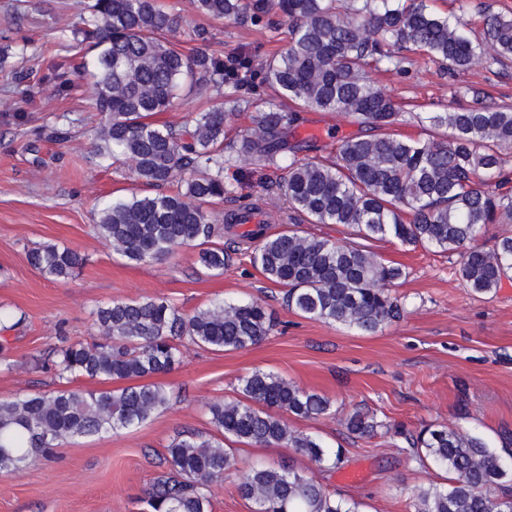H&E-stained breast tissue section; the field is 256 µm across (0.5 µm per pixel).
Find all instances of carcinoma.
Segmentation results:
<instances>
[{"label":"carcinoma","mask_w":512,"mask_h":512,"mask_svg":"<svg viewBox=\"0 0 512 512\" xmlns=\"http://www.w3.org/2000/svg\"><path fill=\"white\" fill-rule=\"evenodd\" d=\"M194 12L212 20L257 23L277 9L288 20V40L260 62L241 52L226 57L212 48L203 26H186L178 12L157 0H90L61 44L65 61L51 75L14 69L17 86L58 83L66 93L70 74H81L95 52L90 93L100 115L96 155L128 168L152 195L114 200L98 211L94 229L113 252L134 263L171 259L198 248V262L221 272L224 248L207 205L230 193L224 171L241 158L285 172L287 209L311 224H341L361 239L392 237L403 244L459 255V276L478 294L496 292L512 279V236L490 247L475 244L490 224H512V106L486 102L471 88L473 104L427 112V137L402 138L392 127L405 121L370 72L404 73L408 51L440 63L455 80L477 65L489 69L512 58V14L483 10L481 33L471 37L463 17L453 19L426 0H191ZM197 42L190 53L180 37ZM270 99L251 96L256 78ZM214 92L220 106L199 112L192 125L159 120L180 106L183 92ZM343 114L359 132L328 155L303 139L288 144L298 110ZM256 113L255 127L224 150V123L240 112ZM301 152L308 153L304 158ZM183 187L167 186L176 179ZM224 230L256 242L251 262L271 282L287 288L288 307L306 318L376 332L401 318L402 301L391 288L405 276L374 253L349 242L288 229L273 236L240 228L238 210L224 215ZM30 265L56 281H69L85 258L47 243L27 254ZM99 337L58 350L61 377L122 382L110 390L57 389L0 399V473L16 475L49 455L68 437L115 433L139 426L170 400L155 378L179 364L188 341L216 351L245 349L275 327L257 301L215 302L185 313L160 298L114 300L93 312ZM20 321L0 312V368L10 369L3 333ZM243 399L208 404L210 423L224 438L263 447L293 448L318 468L334 469L343 450L296 433L282 414L318 418L331 401L270 372L242 380ZM350 433L371 438L386 424L362 411L346 421ZM410 459L431 462L452 475L447 486L413 493L414 512H512V499L497 494L512 485V460L482 438L446 425H428L407 438ZM168 471L156 478L148 512H213L211 489L235 468L223 442L188 437L167 448ZM258 504L257 512H359L358 503L336 498L314 477L280 466L253 467L236 486Z\"/></svg>","instance_id":"cac0c4a2"}]
</instances>
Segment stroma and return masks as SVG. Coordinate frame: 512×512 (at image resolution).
<instances>
[{
	"instance_id": "obj_1",
	"label": "stroma",
	"mask_w": 512,
	"mask_h": 512,
	"mask_svg": "<svg viewBox=\"0 0 512 512\" xmlns=\"http://www.w3.org/2000/svg\"><path fill=\"white\" fill-rule=\"evenodd\" d=\"M11 3L0 0V44L11 46L16 67L29 59L46 71L59 60L58 39L77 21L85 0H29L20 17ZM206 26L228 56L245 49L261 58L284 46L283 36L232 21L210 20ZM461 81L488 92L493 102L512 105V59L474 69ZM375 82L405 112H439L456 101L430 61H417L406 74L376 76ZM85 86L81 79L69 95L50 83L28 92L0 78V309L23 319L9 334L12 367L0 370V399L59 388L101 389L98 381L59 378L44 361L62 338L96 336L93 310L117 299L161 298L186 312L218 300H256L277 326L261 343L241 350L185 344L180 364L160 378L168 409L131 429L63 442L20 474H0V512H143L147 490L167 470L169 445L190 434L213 436L207 404L239 399L242 379L256 370L331 400L329 414L291 415L287 423L325 447L343 448L341 467L317 476L338 497L357 502L360 512H413L417 486L447 484L448 472L407 457L406 435L424 425L444 424L512 452V280L496 293L475 294L456 273L457 255L388 238L365 241L366 250L406 273L393 288L405 306L403 317L365 334L288 309L284 288L267 280L229 236L220 240L230 256L220 275L204 272L193 249L174 259L128 262L98 238L96 212L108 201L149 189L95 156L98 117ZM303 117L296 131L301 138L314 129L325 143L358 131L336 113L310 110ZM52 125L70 127L73 138L64 144L40 141L42 127ZM34 142L40 145L38 164L29 151ZM225 180L234 193L216 211L260 196L273 206L283 202L280 176L271 170L243 162L226 171ZM47 243L84 256L75 280H48L29 264L28 249ZM357 408L376 414L387 430L372 438L349 434L344 422ZM224 445L236 468L212 489L215 512H256V504L236 491L253 466L311 468L291 448L232 438ZM348 472L357 473V481H345Z\"/></svg>"
}]
</instances>
